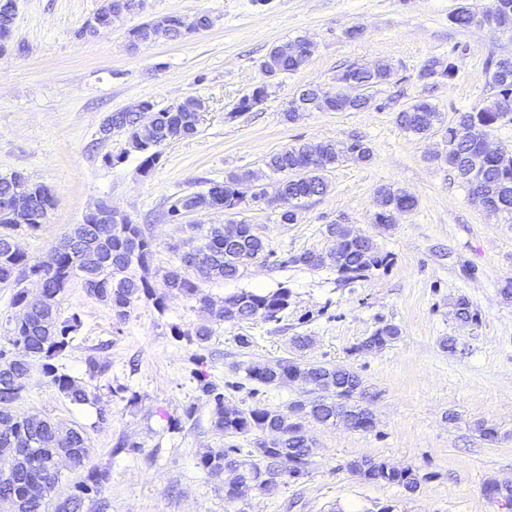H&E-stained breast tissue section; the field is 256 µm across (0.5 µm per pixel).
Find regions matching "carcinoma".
I'll use <instances>...</instances> for the list:
<instances>
[{"instance_id": "obj_1", "label": "carcinoma", "mask_w": 512, "mask_h": 512, "mask_svg": "<svg viewBox=\"0 0 512 512\" xmlns=\"http://www.w3.org/2000/svg\"><path fill=\"white\" fill-rule=\"evenodd\" d=\"M14 0H0V36L13 30ZM459 28L487 26L502 34L512 33V0H489L481 9L468 4L458 7L451 17ZM303 39H295L274 46L265 62L277 74L299 70L308 60L302 52ZM458 66L453 57L432 58L422 67L419 79L429 92L438 80H453ZM393 67L382 63L372 69L355 65L346 67L339 82L351 88H360L363 95L333 91L320 85H308L298 96L288 102L285 120L297 117L294 105L307 111L359 112L374 105V90L390 81ZM488 82L494 98L469 110L455 112L454 123L444 130L446 150L436 160L448 167L456 179L468 190L469 196H479L485 209L493 215L512 216V147L487 158L475 168L471 158L482 148V137L503 122L512 121V56H490L486 65ZM268 83L257 85L252 94L240 100L238 112H248L264 100ZM156 120L160 136L170 127L183 129V137L198 132L200 115L197 112H158ZM397 126L414 135L425 136L443 123L441 113L428 96H422L396 113ZM136 112L112 113V129L116 134L133 137L138 130ZM171 144L167 140L157 147L141 153V168L148 173L159 164L163 150ZM373 151L363 138L354 136L339 147L334 141L317 144L297 142L269 156L266 165L270 172L280 176L277 189L288 194L296 204L288 212V222L295 224L299 218L301 201L321 197L328 191L324 172L332 165L351 160L367 164ZM27 185L35 196V207L55 205V199L42 196L44 185L30 181L20 172L0 176V195ZM265 190L255 174L244 171L230 173L222 182H211L209 187L191 194L175 196L168 201L163 219L171 224L180 223L178 203L183 202L200 209L213 201L224 203V210L240 214L254 204ZM418 200L412 194L392 185H382L376 191L374 223L384 229L392 227L398 216L413 211ZM238 233L229 236L224 225L196 224V235L186 244L189 249L178 255L179 265L164 271L162 278L171 294L194 299L205 318L192 331L172 327V334L179 340L198 347L194 355L196 365L193 377L197 399L205 402L214 428L229 438L223 448H207L198 454V467L208 478L219 481L224 487V500L233 503L253 491L266 488L272 479L288 478L297 481L307 474L312 442L306 427L311 423L335 424L336 413L344 412L352 422V429L369 431L374 428L370 410L358 404L362 380L349 369L318 364H302L280 359L273 365L260 362L245 364V380L258 387H281L295 382L299 374L312 390L321 395L309 402L294 401L288 411L256 405L246 410L230 407L224 402V389L209 379L205 370V350L215 327L224 323H240L256 318L279 321L288 309L290 290L281 286L268 292L242 289L219 304L204 296L201 288L207 282L233 280L252 262L263 259L274 265H303L311 268L332 265L347 276L362 274L390 263V254L382 251L368 236L354 234L348 225H327L328 236L340 242L336 253L320 254L311 251L280 257L268 247L252 225L239 220ZM42 222L33 221L23 226L12 224L0 215V284L19 283L27 272L40 275L41 302L28 306L26 291L18 289L12 305L25 310L15 322L6 344L0 345V475L9 472V478L0 479V512H46L61 480L58 461L66 459L75 469L85 466L90 455L86 432L74 422L50 417L23 415L10 404L18 401L26 384L34 374H39L44 384L53 388L74 405H85L97 400L91 390V381L106 374L111 364L95 355L86 359L87 378H77L59 367L57 360L71 346L81 328V318L74 312L61 318L60 299L69 284L79 281L88 296L106 306L118 324L124 323L133 308L140 302L150 303L158 311L166 309V295L159 294L147 277L153 261L155 242L142 224L125 220L112 222V237L100 241L96 237L93 220L84 219L74 225L81 231L79 241L67 246L62 238L55 246L56 260L53 267L43 270L30 262L15 245V234L21 229L35 232ZM401 335L398 326L387 324L376 329L368 340L382 349ZM275 430L270 442L254 441V447L245 451L234 444V439ZM111 452L136 455L141 444L122 435L117 437ZM351 472L368 482L395 485L409 493L420 489L421 478L411 468L394 469L387 463L372 458H362L349 464ZM110 474L105 469L93 468L84 478L71 487L65 499L54 504V512H85V507L99 500ZM39 483L46 495L41 500L25 499L21 490L25 485ZM486 495L506 509L512 508V489L494 483L487 484Z\"/></svg>"}]
</instances>
